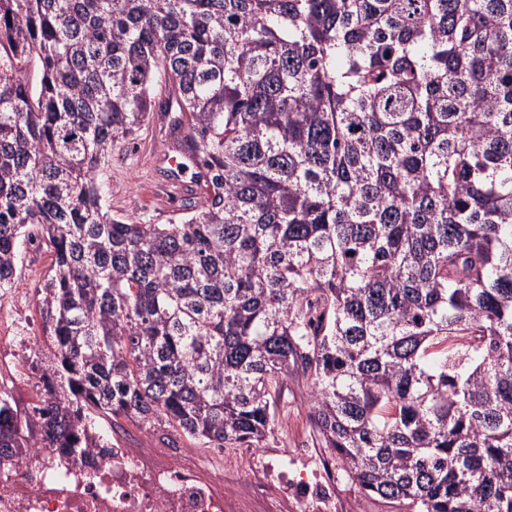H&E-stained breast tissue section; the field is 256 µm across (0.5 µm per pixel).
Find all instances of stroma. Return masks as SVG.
Masks as SVG:
<instances>
[{"label":"stroma","mask_w":512,"mask_h":512,"mask_svg":"<svg viewBox=\"0 0 512 512\" xmlns=\"http://www.w3.org/2000/svg\"><path fill=\"white\" fill-rule=\"evenodd\" d=\"M156 110L139 130L136 138L117 146L100 175L106 187L105 203L114 215L149 224H167L173 219L168 210L163 183L167 178L159 162L161 151L175 146L163 92L154 95ZM51 265L45 248L27 249L12 293L0 295V329L13 330L25 322L28 333L41 335L36 284ZM311 388L306 379L290 377L281 392L277 425L261 447L207 448L179 439L187 462L223 467L224 494L231 512H295L293 498L261 488L258 477L246 475L248 464L283 471L289 486L308 487L321 476V461L330 460L311 425ZM336 512H403L400 505L366 496L344 475L336 477Z\"/></svg>","instance_id":"1"}]
</instances>
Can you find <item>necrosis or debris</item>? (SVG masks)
<instances>
[{
	"mask_svg": "<svg viewBox=\"0 0 512 512\" xmlns=\"http://www.w3.org/2000/svg\"><path fill=\"white\" fill-rule=\"evenodd\" d=\"M0 512H227L223 480L166 449L115 442L89 461L25 448L0 463Z\"/></svg>",
	"mask_w": 512,
	"mask_h": 512,
	"instance_id": "1",
	"label": "necrosis or debris"
}]
</instances>
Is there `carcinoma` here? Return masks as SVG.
Masks as SVG:
<instances>
[{
	"instance_id": "1",
	"label": "carcinoma",
	"mask_w": 512,
	"mask_h": 512,
	"mask_svg": "<svg viewBox=\"0 0 512 512\" xmlns=\"http://www.w3.org/2000/svg\"><path fill=\"white\" fill-rule=\"evenodd\" d=\"M159 74L207 181L137 224L99 174ZM35 240L1 457L98 417L257 448L297 373L362 492L512 512V0H0V290Z\"/></svg>"
}]
</instances>
